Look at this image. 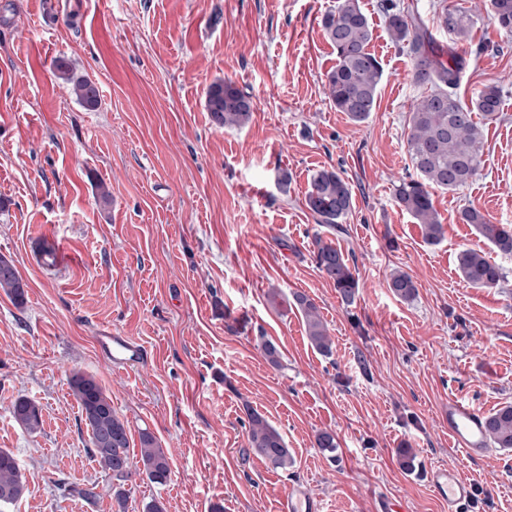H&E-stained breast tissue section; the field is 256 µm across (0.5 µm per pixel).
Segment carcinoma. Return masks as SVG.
<instances>
[{"instance_id": "obj_1", "label": "carcinoma", "mask_w": 512, "mask_h": 512, "mask_svg": "<svg viewBox=\"0 0 512 512\" xmlns=\"http://www.w3.org/2000/svg\"><path fill=\"white\" fill-rule=\"evenodd\" d=\"M387 30L393 42L409 50L414 60L413 78L428 87L417 99L409 119L407 154L415 174L402 178L395 186V200L421 226L429 245L441 242L444 225L434 207L432 190L455 191L471 182L478 174L484 150L481 123L475 116L491 120L500 112V91L488 87L471 99V105L459 100L455 89L460 81L463 60L454 51L436 50L421 31L417 17L399 0L383 4ZM489 11L499 29L512 33V0H489ZM440 25L460 39L468 36L474 21L472 14L460 7L446 6L439 16ZM326 38L336 53V65L327 74V93L336 110L347 114L355 123L365 122L375 110L377 89L382 77L381 65L369 52L373 29L359 0H343L336 11L322 19ZM61 76L72 83L78 101L87 109L97 108L99 90L92 80L71 76L67 59L55 60ZM205 104L212 123L220 128L241 127L249 122L254 111L250 95L226 81L209 85ZM306 206L317 223L336 229L338 220L352 207V187L333 169H319L310 176ZM458 221L468 224L491 248L506 256L512 255V225L494 224L479 208L468 205L458 213ZM314 261L317 269L333 283L345 304L354 301L358 289L355 269L344 252L322 238L314 240ZM459 277L475 288H494L504 278L502 268L482 248L464 246L456 255ZM388 286L400 300L410 302L417 294L412 277L402 271L393 273ZM0 289L16 303L24 301L25 291L14 266L0 257ZM294 306L302 313L311 346L328 355L331 338L318 307L306 295L293 297ZM70 386L81 408L83 420L91 432L90 453L102 471L112 475L113 497L118 512H125V482L136 471L148 481L164 486L170 479L168 449L161 446L148 430L140 432L139 454H130V427L112 408L97 379L77 372ZM11 413L18 425L29 432L41 426L38 406L27 398L11 404ZM248 422L247 438L256 456L277 469H288L294 459L281 432L254 408H245ZM486 433L492 447L512 449V405H503L486 416ZM315 442L328 456L336 457V435L320 431ZM24 482L17 459L7 449H0V505L21 498Z\"/></svg>"}]
</instances>
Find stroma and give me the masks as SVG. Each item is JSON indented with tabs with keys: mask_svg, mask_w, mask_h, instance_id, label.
<instances>
[{
	"mask_svg": "<svg viewBox=\"0 0 512 512\" xmlns=\"http://www.w3.org/2000/svg\"><path fill=\"white\" fill-rule=\"evenodd\" d=\"M449 1L409 0L436 47L464 51L462 101L494 86L502 106L483 124L476 178L433 192L446 233L432 246L393 198L413 172L409 114L424 88L381 0H359L382 67L376 108L359 124L325 87L336 55L321 20L342 0H0V257L27 292L19 306L0 291V448L25 481L0 512H115L69 388L77 371L111 396L131 450L145 428L171 453L166 485L138 474L126 483V512L154 499L166 512H280L291 486L323 512H381L386 500L400 512H448L428 479L437 468L472 480L470 512H512V450L472 461L448 435L449 397L488 412L512 403V256L497 258V288L471 287L456 271L458 250L480 243L458 223L461 207L512 224V34L491 24L485 0H453L474 19L456 39L436 24ZM59 57L97 83L98 108L76 100ZM218 80L251 96L245 126L212 125L205 92ZM321 168L353 188L338 231L305 205ZM317 237L354 265L352 304L318 271ZM44 242L60 250L58 265L39 264ZM397 269L413 278V301L388 288ZM273 288L280 304L267 297ZM297 293L318 306L331 355L311 347ZM104 328L138 342L143 361L113 366L95 342ZM265 337L280 367L265 360ZM20 396L41 408L40 431L14 422ZM249 406L284 436L292 468L252 452ZM321 430L335 432V458L317 448ZM402 448L415 470L403 468ZM71 485L102 495L89 504Z\"/></svg>",
	"mask_w": 512,
	"mask_h": 512,
	"instance_id": "stroma-1",
	"label": "stroma"
}]
</instances>
